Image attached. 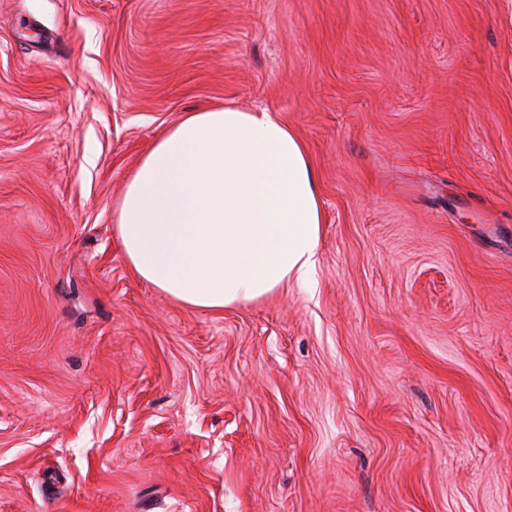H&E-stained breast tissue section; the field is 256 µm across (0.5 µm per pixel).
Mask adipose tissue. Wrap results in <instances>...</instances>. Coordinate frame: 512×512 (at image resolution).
Returning <instances> with one entry per match:
<instances>
[{
	"mask_svg": "<svg viewBox=\"0 0 512 512\" xmlns=\"http://www.w3.org/2000/svg\"><path fill=\"white\" fill-rule=\"evenodd\" d=\"M322 222L295 131L264 110L211 108L155 141L127 183L117 230L143 281L221 310L307 279Z\"/></svg>",
	"mask_w": 512,
	"mask_h": 512,
	"instance_id": "obj_1",
	"label": "adipose tissue"
}]
</instances>
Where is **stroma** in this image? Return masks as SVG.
Segmentation results:
<instances>
[{
  "label": "stroma",
  "mask_w": 512,
  "mask_h": 512,
  "mask_svg": "<svg viewBox=\"0 0 512 512\" xmlns=\"http://www.w3.org/2000/svg\"><path fill=\"white\" fill-rule=\"evenodd\" d=\"M224 106L297 133L324 222L209 311L118 207ZM0 512H512L501 0H0Z\"/></svg>",
  "instance_id": "obj_1"
}]
</instances>
